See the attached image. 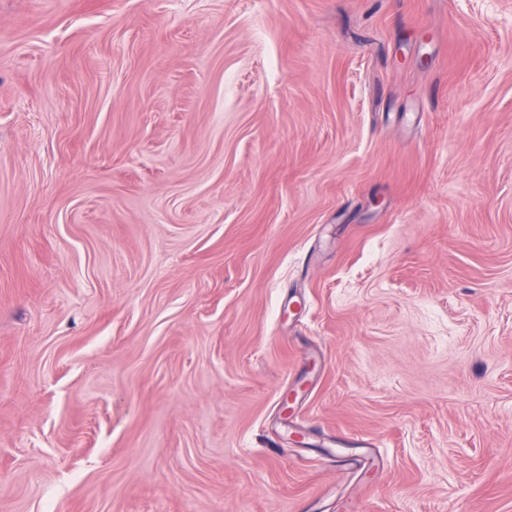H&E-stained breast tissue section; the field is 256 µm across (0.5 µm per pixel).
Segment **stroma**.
Instances as JSON below:
<instances>
[{"label":"stroma","mask_w":512,"mask_h":512,"mask_svg":"<svg viewBox=\"0 0 512 512\" xmlns=\"http://www.w3.org/2000/svg\"><path fill=\"white\" fill-rule=\"evenodd\" d=\"M0 512H512V0H0Z\"/></svg>","instance_id":"35a3bbf8"}]
</instances>
